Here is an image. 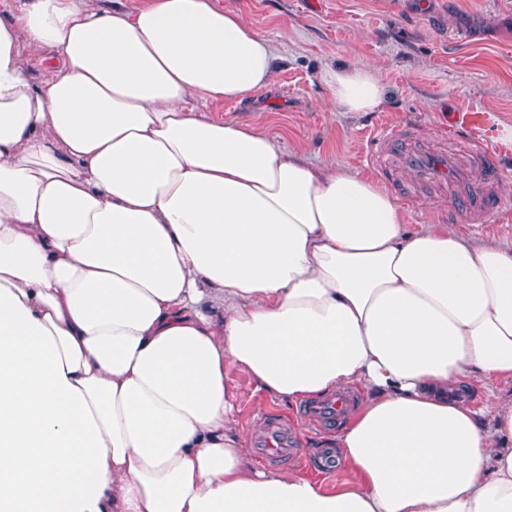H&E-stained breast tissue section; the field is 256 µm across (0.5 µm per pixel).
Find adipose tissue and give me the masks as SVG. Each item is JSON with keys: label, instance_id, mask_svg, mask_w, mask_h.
Instances as JSON below:
<instances>
[{"label": "adipose tissue", "instance_id": "adipose-tissue-1", "mask_svg": "<svg viewBox=\"0 0 512 512\" xmlns=\"http://www.w3.org/2000/svg\"><path fill=\"white\" fill-rule=\"evenodd\" d=\"M277 71L217 0L0 15V512H512V399L460 393L512 383V250L407 232L385 185L192 105ZM324 81L385 103L369 66ZM233 367L362 391L326 441L353 481L256 466ZM482 377L478 375L472 376L468 383L464 384V387L468 391V399L471 401L473 408L482 410L485 414V419L488 420L492 414L491 403L496 400L495 397L491 398V401L486 400V394L489 391V387ZM495 396L498 398L512 397V384L511 383H497L491 386Z\"/></svg>", "mask_w": 512, "mask_h": 512}]
</instances>
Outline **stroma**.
<instances>
[{
    "label": "stroma",
    "instance_id": "35a3bbf8",
    "mask_svg": "<svg viewBox=\"0 0 512 512\" xmlns=\"http://www.w3.org/2000/svg\"><path fill=\"white\" fill-rule=\"evenodd\" d=\"M240 11L278 49L273 87L250 100L204 103L216 118L238 121L278 134L284 147H303L313 164L336 163L368 172L364 156L377 130L397 124L434 141L445 133L448 148L462 139L485 149L491 162L512 169V0H218ZM362 63L385 85L386 104L377 112L329 113L322 74L336 66ZM486 114L484 123L457 124L459 113ZM371 173V172H368ZM373 179L400 197L410 214L409 231L427 223L449 225L479 244L512 249V221L493 215L485 224L463 223L454 201L403 197V177L373 172ZM237 393L236 423L253 433L255 420L275 415L294 424V458L257 457L258 466L298 468L334 489L352 480L344 468L321 473L316 453L331 428L309 427L299 405L257 391L246 373L231 369Z\"/></svg>",
    "mask_w": 512,
    "mask_h": 512
}]
</instances>
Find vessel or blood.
Listing matches in <instances>:
<instances>
[{"instance_id": "b4317fda", "label": "vessel or blood", "mask_w": 512, "mask_h": 512, "mask_svg": "<svg viewBox=\"0 0 512 512\" xmlns=\"http://www.w3.org/2000/svg\"><path fill=\"white\" fill-rule=\"evenodd\" d=\"M369 159L371 167L379 171L390 165L399 167L411 176L416 188L440 196H456L462 212L469 214L472 220L486 221L492 212L502 209L493 192L498 174L472 145L449 152L426 146L418 137L394 127L378 138ZM478 167L484 168L485 181L476 186L471 182V174ZM340 413L341 407L336 400L324 399L310 405L306 416L310 423L322 425L335 421ZM259 428L266 453L281 459L293 456V443L280 420L264 418Z\"/></svg>"}]
</instances>
